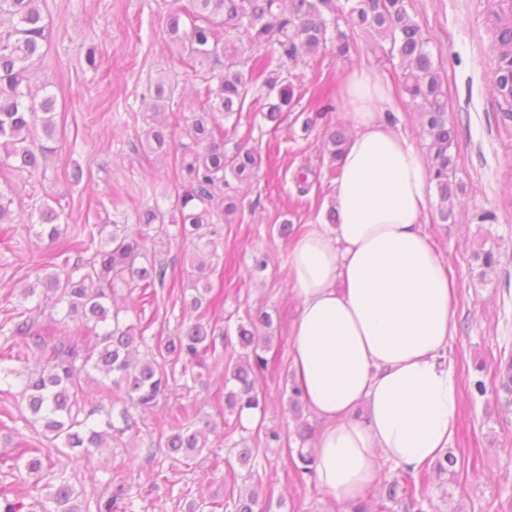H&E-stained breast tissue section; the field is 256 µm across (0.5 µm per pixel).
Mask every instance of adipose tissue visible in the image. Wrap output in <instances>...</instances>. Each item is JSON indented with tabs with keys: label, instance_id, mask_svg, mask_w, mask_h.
Segmentation results:
<instances>
[{
	"label": "adipose tissue",
	"instance_id": "adipose-tissue-1",
	"mask_svg": "<svg viewBox=\"0 0 512 512\" xmlns=\"http://www.w3.org/2000/svg\"><path fill=\"white\" fill-rule=\"evenodd\" d=\"M340 96L355 132L338 160L339 221L312 225L289 254L290 346L322 422L317 486L350 505L375 485L381 459L415 470L443 454L460 403L448 362L455 281L422 224L429 161L396 130L371 70H347Z\"/></svg>",
	"mask_w": 512,
	"mask_h": 512
}]
</instances>
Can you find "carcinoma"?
Segmentation results:
<instances>
[{
	"label": "carcinoma",
	"mask_w": 512,
	"mask_h": 512,
	"mask_svg": "<svg viewBox=\"0 0 512 512\" xmlns=\"http://www.w3.org/2000/svg\"><path fill=\"white\" fill-rule=\"evenodd\" d=\"M344 21L349 32L339 28ZM368 34L381 44L391 59H398L402 69L403 91L418 112L420 125L430 138V173L440 199L439 218L444 224L455 222L448 200L464 192L456 179V159L452 154L456 133L448 125V91L440 65L429 47L419 24L407 10V0H346L339 7L336 0H189V6L170 10L165 18L168 42L183 62L206 75L203 95L186 125L189 142L176 149L174 200L171 211L177 214L179 236L191 242L194 253L201 255L191 281L193 294L182 301L183 310L198 312L212 303L209 265L205 258L215 252V225L230 223L239 209L237 197L224 193L229 179L245 182L261 168L260 153L245 145L228 153L224 150V122L238 126L237 115L245 104L257 109L270 122L292 106L298 88L290 80L285 60L315 58L330 44L336 52L348 56L355 51L354 35ZM51 35L40 8V0H0V224L13 223L10 209L13 187L12 171L37 172L46 156L55 151L58 122L56 96L47 89L31 86L29 70L46 56ZM263 51L252 59L249 69L239 68L242 43ZM512 29L500 32L499 64L495 86L503 97H512ZM173 89L163 84L154 91L155 104L145 146L151 151H167L175 141L176 127L161 119ZM169 211V212H171ZM169 212L159 206H147L138 214L142 228L136 232L113 225L104 244L95 249L92 260L69 264V253L87 252L95 244L97 225L76 228L72 236L61 225L63 213L50 203L43 204L36 216V236L47 237L50 253L45 263L58 266V260L71 265L67 271L53 270L34 284L23 288L20 297L27 300L44 289L57 296L63 305L62 322L68 324L66 339L44 330H33L30 319L18 317L12 335L28 347L47 354L43 366L24 373L0 367V382L22 379V396L29 417L25 421L39 425L54 449L76 461L89 460L101 448L112 447L132 429L129 409L154 407L159 397L170 391L174 373L167 366L182 364L181 376L202 381L200 370L206 368L208 353L216 352L215 340L200 317L188 322L173 336H154L153 345L143 359L136 358L137 345L145 337L136 335L135 327L123 325L112 310L114 289L118 284H135L144 304L163 287L167 267L147 260L148 236L143 228L158 226L164 230ZM146 264L136 265V259ZM482 274L495 269L494 249L474 254ZM269 327L266 312L247 313L239 324L237 337L245 353L241 354L225 379L224 411L241 420L245 408H261L264 397L258 388V376L268 361L258 349L269 341L260 336L257 325ZM95 333V343L87 341ZM97 374L109 380L98 391V403L88 407L82 402L83 384ZM289 410L297 423L301 442L312 439L313 428L304 419L302 391L290 379ZM119 406L123 426L112 421V408ZM214 424L192 407L182 406L170 414L168 431L160 433L156 447L180 463L190 466L209 447ZM240 465L252 467L260 461V449L241 441L237 451ZM18 472L42 481L47 476L50 458L41 448H23L12 458ZM300 474L314 473V457L300 448L290 458ZM457 458L446 453L431 463L440 475H454ZM41 512H89L82 492L63 477L45 482L41 487ZM128 489L112 485L111 495L96 503V512H118ZM260 494L256 490L241 493L233 500L234 512H254ZM0 512H26L24 499L12 488L0 489Z\"/></svg>",
	"instance_id": "1"
}]
</instances>
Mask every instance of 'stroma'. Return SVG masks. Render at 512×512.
Returning <instances> with one entry per match:
<instances>
[{
  "label": "stroma",
  "instance_id": "35a3bbf8",
  "mask_svg": "<svg viewBox=\"0 0 512 512\" xmlns=\"http://www.w3.org/2000/svg\"><path fill=\"white\" fill-rule=\"evenodd\" d=\"M173 0H42L51 29L48 54L35 66V82L57 98L58 142L37 173H15L9 241L0 245V352L10 354L17 370L33 366L41 351L26 347L11 334V319L21 306L19 292L44 273L47 244L30 231L28 218L43 201L63 211L69 224L87 222L111 233L113 225H134L137 210L159 205L170 210L175 176L170 162L144 149L156 83L167 80L175 93L170 106L180 119L197 107L201 73L184 65L165 35L163 19ZM409 11L420 25L448 87V122L457 130L453 152L456 177L466 185L456 221L441 223L438 204H431L423 224L443 255L457 284L455 326L448 346L458 380L460 410L448 446L458 459L452 480L427 472L416 489L419 512H512V387H504L501 360L512 357V101L493 91L499 54L498 36L512 27L499 0H410ZM97 48L101 61L91 67L87 48ZM364 67L393 89L389 110L400 132L419 149L427 141L418 115L403 92L399 62L366 38L357 50L339 58L328 52L302 58L290 77L304 92L279 124L245 111L236 130L224 139L226 150L241 140L257 149L263 163L250 183L240 186L243 199L234 223L223 225L215 256L208 262L210 282L219 299L202 321L213 331L220 354L205 374L204 384L174 386L149 411H134L135 425L120 442L103 450L92 463L74 464L62 456L54 461L88 503L108 498L114 484L129 486L122 512H192L204 501L221 502L230 491L261 486L256 512H352L331 502L311 476H296L289 459L298 449L295 422L284 389L290 371V326L298 302L285 287L283 275L293 245L310 225L323 224L333 203L336 181L329 175L333 133H349L344 105L308 123L310 101L322 92L339 94L348 69ZM82 179H74L75 171ZM306 175L298 185V175ZM491 211L495 220L480 216ZM289 224L281 236V224ZM497 248L494 271L482 273L473 258L480 245ZM191 248L170 236L148 244L151 259L168 267L169 278L144 309L122 313L129 325L149 322L154 334L172 333L182 318L181 297L190 282ZM266 257L259 269L255 260ZM268 312L271 340L262 354L268 360L259 387L267 397L264 425L277 429L288 442L269 448L253 469L239 468L236 482L225 472L236 458L233 446L254 437L252 423L219 425L211 446L195 469L158 452L155 443L167 428L170 409L196 405L218 419L224 409L221 376L241 353L236 327L246 310ZM484 392H477L476 383ZM20 383L0 393V414L11 413L0 427V457H13L19 444L51 452L41 429L24 419Z\"/></svg>",
  "mask_w": 512,
  "mask_h": 512
}]
</instances>
